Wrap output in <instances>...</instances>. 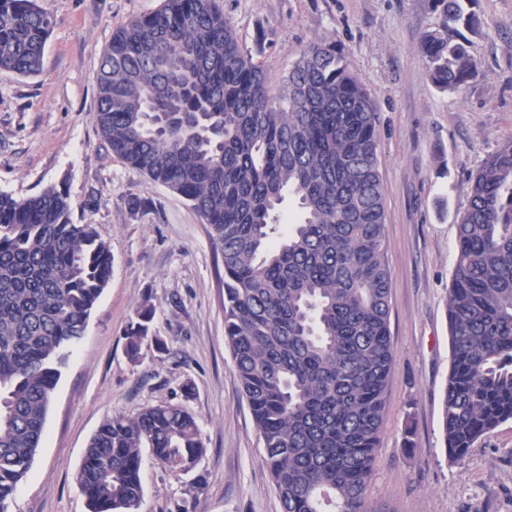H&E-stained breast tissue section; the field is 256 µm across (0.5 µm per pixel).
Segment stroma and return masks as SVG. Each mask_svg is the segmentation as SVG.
<instances>
[{"label": "stroma", "instance_id": "stroma-1", "mask_svg": "<svg viewBox=\"0 0 512 512\" xmlns=\"http://www.w3.org/2000/svg\"><path fill=\"white\" fill-rule=\"evenodd\" d=\"M52 18L34 77L0 72V192L64 187L112 274L62 371L33 465L10 512H89L75 481L102 421L147 404L187 406L206 453L189 472L144 454L141 512H281L224 341V263L179 195L112 156L94 123L95 74L113 31L161 0H39ZM269 74L271 97L311 43L335 41L377 109L395 361L368 495L394 512H512V421L450 460L440 408L450 364L448 289L469 184L512 138V0H477L478 63L460 91L437 87L420 40L435 0H216ZM146 203L143 212L130 199ZM155 310L138 363L125 353L142 303ZM164 350H157L155 340ZM191 392H184V384Z\"/></svg>", "mask_w": 512, "mask_h": 512}]
</instances>
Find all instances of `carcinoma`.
Wrapping results in <instances>:
<instances>
[{"label":"carcinoma","instance_id":"cac0c4a2","mask_svg":"<svg viewBox=\"0 0 512 512\" xmlns=\"http://www.w3.org/2000/svg\"><path fill=\"white\" fill-rule=\"evenodd\" d=\"M420 51L459 91L477 62L476 0H437ZM51 16L0 0V71L40 72ZM268 75L215 0H162L112 35L95 125L112 154L187 200L224 262V339L282 512H392L367 498L395 355L376 109L336 42L311 44L270 99ZM300 217L282 224L286 197ZM112 272L109 244L67 192L0 193V512L40 448L69 349ZM154 309L136 310V363ZM451 360L441 403L459 460L512 420V140L475 174L456 225ZM174 471L206 450L183 405L106 418L75 479L90 512H140L144 449Z\"/></svg>","mask_w":512,"mask_h":512}]
</instances>
